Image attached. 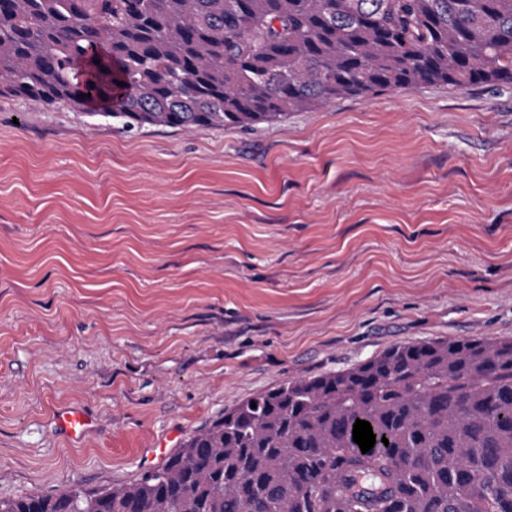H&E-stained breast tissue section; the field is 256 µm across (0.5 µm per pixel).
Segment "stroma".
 Returning <instances> with one entry per match:
<instances>
[{
	"label": "stroma",
	"instance_id": "obj_1",
	"mask_svg": "<svg viewBox=\"0 0 512 512\" xmlns=\"http://www.w3.org/2000/svg\"><path fill=\"white\" fill-rule=\"evenodd\" d=\"M464 337L512 339V86L192 130L0 98V501L139 480L257 393ZM57 421L59 427L72 438L81 437L91 423L86 415L77 411L63 412L58 416Z\"/></svg>",
	"mask_w": 512,
	"mask_h": 512
}]
</instances>
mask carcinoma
Listing matches in <instances>:
<instances>
[{
    "label": "carcinoma",
    "mask_w": 512,
    "mask_h": 512,
    "mask_svg": "<svg viewBox=\"0 0 512 512\" xmlns=\"http://www.w3.org/2000/svg\"><path fill=\"white\" fill-rule=\"evenodd\" d=\"M499 84L512 0H0V97L99 101L129 127H247L394 88ZM358 419L376 434L365 454ZM0 512H512V339L398 344L288 381L135 482Z\"/></svg>",
    "instance_id": "cac0c4a2"
}]
</instances>
